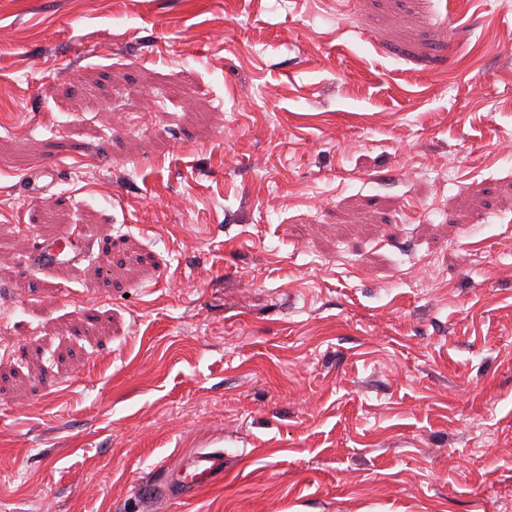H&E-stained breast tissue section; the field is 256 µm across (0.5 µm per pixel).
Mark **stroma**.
I'll return each instance as SVG.
<instances>
[{
	"label": "stroma",
	"instance_id": "obj_1",
	"mask_svg": "<svg viewBox=\"0 0 512 512\" xmlns=\"http://www.w3.org/2000/svg\"><path fill=\"white\" fill-rule=\"evenodd\" d=\"M455 2L0 0V512H512V0ZM81 252V247L74 244L69 239L61 238L35 252L29 257V261L33 265L45 271H49L54 270L61 264L74 262L79 258ZM224 478V452L220 450L197 452L186 465L166 482V497L180 498L214 486Z\"/></svg>",
	"mask_w": 512,
	"mask_h": 512
}]
</instances>
